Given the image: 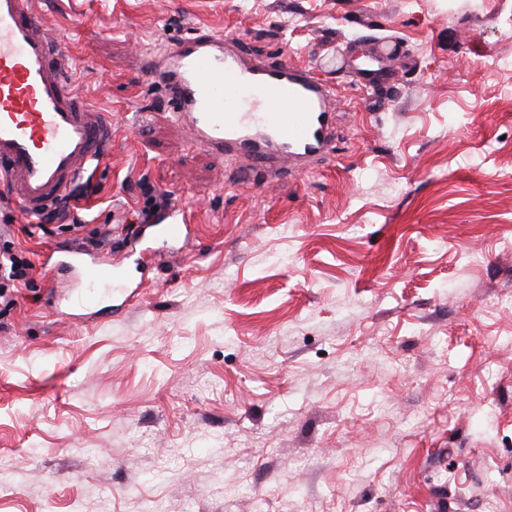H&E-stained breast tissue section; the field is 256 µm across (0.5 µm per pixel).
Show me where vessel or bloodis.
<instances>
[{"label":"vessel or blood","mask_w":512,"mask_h":512,"mask_svg":"<svg viewBox=\"0 0 512 512\" xmlns=\"http://www.w3.org/2000/svg\"><path fill=\"white\" fill-rule=\"evenodd\" d=\"M234 37L205 31L148 58L191 142L217 156L306 172L330 160L336 95L288 61L250 64ZM73 55L39 13L36 0H0V191L30 218L42 213L108 157L112 115L90 105L71 73ZM165 238L181 239L185 210L162 218Z\"/></svg>","instance_id":"obj_1"}]
</instances>
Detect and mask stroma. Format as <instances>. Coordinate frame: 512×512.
I'll list each match as a JSON object with an SVG mask.
<instances>
[{
  "label": "stroma",
  "mask_w": 512,
  "mask_h": 512,
  "mask_svg": "<svg viewBox=\"0 0 512 512\" xmlns=\"http://www.w3.org/2000/svg\"><path fill=\"white\" fill-rule=\"evenodd\" d=\"M112 115L61 222L128 265L119 310L44 265L77 249L0 203L34 265L0 319V512H512V0H38ZM205 27L337 92L303 174L191 144L145 57ZM400 58L381 108L358 60ZM192 212L156 242L144 187Z\"/></svg>",
  "instance_id": "1"
}]
</instances>
